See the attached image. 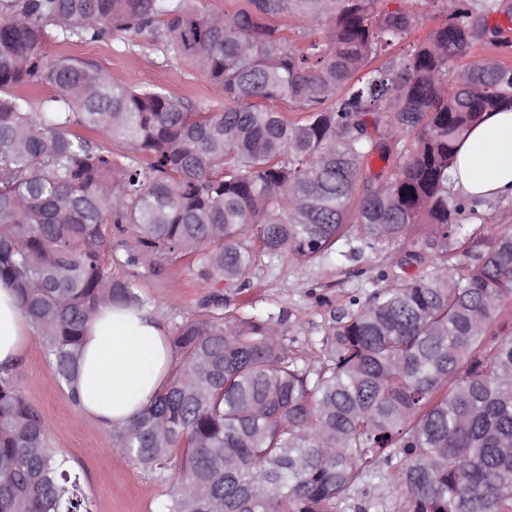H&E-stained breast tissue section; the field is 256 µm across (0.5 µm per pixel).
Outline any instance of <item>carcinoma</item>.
<instances>
[{
  "mask_svg": "<svg viewBox=\"0 0 512 512\" xmlns=\"http://www.w3.org/2000/svg\"><path fill=\"white\" fill-rule=\"evenodd\" d=\"M479 2L247 0L216 12L204 0H0V279L58 384L74 379L99 306L147 305L136 280L106 269V224L130 231L124 263L192 255L200 278L238 291L258 249L310 262L341 240L420 232L443 259L333 317L318 369L293 356L285 307L177 326L178 368L132 424L112 427L113 447L167 485L162 512H330L380 464L400 466L401 512H512V336L492 330L512 308V228L464 239L448 266L463 233L456 145L512 107L511 66L460 65L476 41L506 45L490 18L511 23L512 0ZM430 7L437 26L410 54H387ZM312 19L326 35L304 31ZM50 26L63 43L148 33L224 109L50 58ZM32 85L51 94L33 99ZM0 512H91L8 370Z\"/></svg>",
  "mask_w": 512,
  "mask_h": 512,
  "instance_id": "1",
  "label": "carcinoma"
}]
</instances>
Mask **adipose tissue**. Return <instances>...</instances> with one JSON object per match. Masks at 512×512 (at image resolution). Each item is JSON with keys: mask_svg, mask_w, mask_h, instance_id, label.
<instances>
[{"mask_svg": "<svg viewBox=\"0 0 512 512\" xmlns=\"http://www.w3.org/2000/svg\"><path fill=\"white\" fill-rule=\"evenodd\" d=\"M451 175L464 200L512 198V108L488 113L467 132L457 145ZM35 334L16 288L0 280V368H12ZM170 365L158 316L101 306L86 327L73 403L80 415L102 424L128 425L151 405Z\"/></svg>", "mask_w": 512, "mask_h": 512, "instance_id": "ef3b65f1", "label": "adipose tissue"}]
</instances>
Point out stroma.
<instances>
[{
  "label": "stroma",
  "mask_w": 512,
  "mask_h": 512,
  "mask_svg": "<svg viewBox=\"0 0 512 512\" xmlns=\"http://www.w3.org/2000/svg\"><path fill=\"white\" fill-rule=\"evenodd\" d=\"M44 52L51 58L89 61L117 82L158 85L211 109L224 104L203 73L185 67L146 34L118 33L100 42L68 44L49 35ZM462 223L470 234L494 237L503 225H512V200L476 205L466 211ZM437 264L433 251L420 240L356 251L342 241L334 253L312 262L288 254L272 259L257 256L248 275L249 287L241 293L224 282L199 278L188 256L159 260L153 273L112 261L107 267L114 276L137 280L150 310L163 320L170 336L183 322L207 317L217 295L232 308L247 304L257 310L288 308L290 347L306 364L317 367L324 360L322 340L332 315L355 311L398 279L426 276ZM14 377L42 413L52 446L80 473L82 491L95 512H160L165 486L113 448L111 428L79 415L66 389L55 382L53 364L40 340H32ZM404 499L396 470L382 466L350 488L337 501L335 512H398Z\"/></svg>",
  "instance_id": "1"
}]
</instances>
